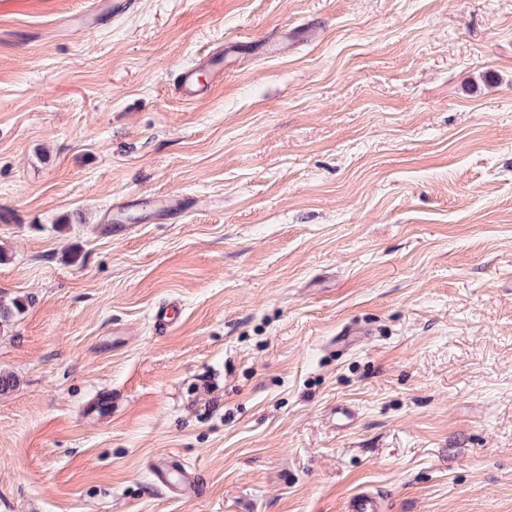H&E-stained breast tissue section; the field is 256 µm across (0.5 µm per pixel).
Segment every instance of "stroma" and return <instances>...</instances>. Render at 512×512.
<instances>
[{
	"instance_id": "1",
	"label": "stroma",
	"mask_w": 512,
	"mask_h": 512,
	"mask_svg": "<svg viewBox=\"0 0 512 512\" xmlns=\"http://www.w3.org/2000/svg\"><path fill=\"white\" fill-rule=\"evenodd\" d=\"M89 4L0 17V512H512V0ZM211 72V80L204 84L198 74L203 70ZM224 76V49L213 52L197 65L183 68L173 83L175 93L184 101L192 102L207 96L212 87ZM188 201L189 198L184 196L168 194L121 202L112 208V221L116 224L126 223V212L132 207H139L141 211L148 213L153 220H168L187 212L192 207Z\"/></svg>"
}]
</instances>
